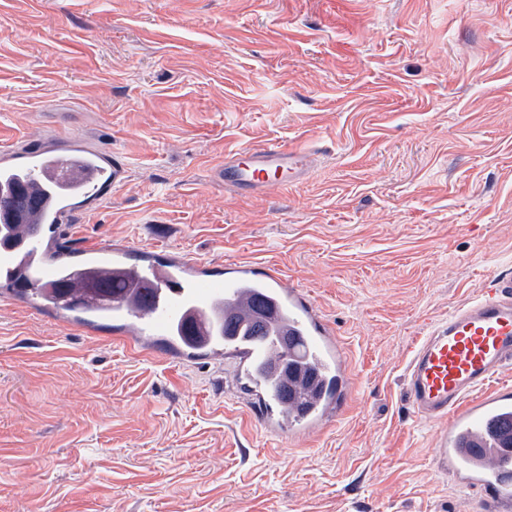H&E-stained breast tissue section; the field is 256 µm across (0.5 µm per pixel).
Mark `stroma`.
I'll list each match as a JSON object with an SVG mask.
<instances>
[{
	"mask_svg": "<svg viewBox=\"0 0 512 512\" xmlns=\"http://www.w3.org/2000/svg\"><path fill=\"white\" fill-rule=\"evenodd\" d=\"M128 172L63 243L248 260L309 292L353 398L277 445L184 366L0 297V512H497L436 466L412 347L512 273V0H0V143ZM312 155L226 190V153ZM310 167L308 151L269 144L239 149L224 156L220 177L225 189L236 194L267 195L303 179Z\"/></svg>",
	"mask_w": 512,
	"mask_h": 512,
	"instance_id": "stroma-1",
	"label": "stroma"
}]
</instances>
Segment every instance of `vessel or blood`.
<instances>
[{"label":"vessel or blood","instance_id":"1","mask_svg":"<svg viewBox=\"0 0 512 512\" xmlns=\"http://www.w3.org/2000/svg\"><path fill=\"white\" fill-rule=\"evenodd\" d=\"M311 155L269 144L224 158L220 177L240 195H267L304 177ZM124 167L103 152L58 139L26 151L0 147V196L23 185L31 202L0 211V294L25 302L42 288L62 317L92 327L112 316L141 343L160 339L179 363L209 361L232 375L230 392L255 408L270 436L303 435L342 415L350 390L347 357L309 293L280 272L240 260L224 274L165 252L131 261L123 244L85 248L80 263L61 245L63 223L91 210L123 182ZM111 282L112 294L94 284ZM265 307L275 337L225 335L224 318L253 321ZM512 365V276L496 277L473 303L452 310L411 350L405 387L417 417L441 424L437 465L485 490L512 512V387L470 401L472 392Z\"/></svg>","mask_w":512,"mask_h":512}]
</instances>
